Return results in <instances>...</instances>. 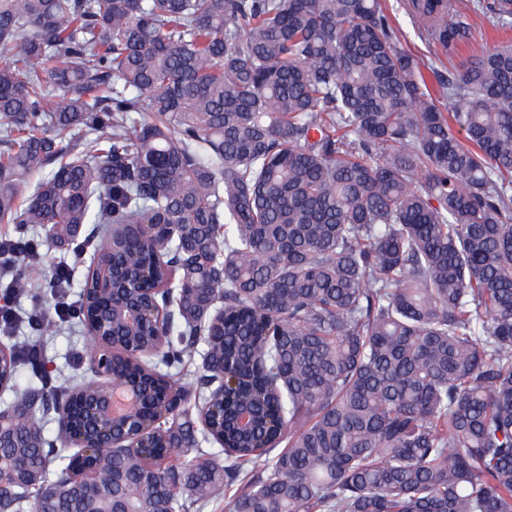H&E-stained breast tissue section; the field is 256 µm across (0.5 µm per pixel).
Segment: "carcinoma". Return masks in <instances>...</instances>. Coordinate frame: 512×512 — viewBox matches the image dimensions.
Masks as SVG:
<instances>
[{
	"mask_svg": "<svg viewBox=\"0 0 512 512\" xmlns=\"http://www.w3.org/2000/svg\"><path fill=\"white\" fill-rule=\"evenodd\" d=\"M406 7L469 50L437 96L382 0H0V224L30 252L0 277L37 331L0 356V512H512V44L470 23L512 0ZM34 226L112 258V308L89 266L69 319L101 351L110 322L145 430L85 431L63 488L41 406L60 436L97 390L46 369Z\"/></svg>",
	"mask_w": 512,
	"mask_h": 512,
	"instance_id": "carcinoma-1",
	"label": "carcinoma"
}]
</instances>
